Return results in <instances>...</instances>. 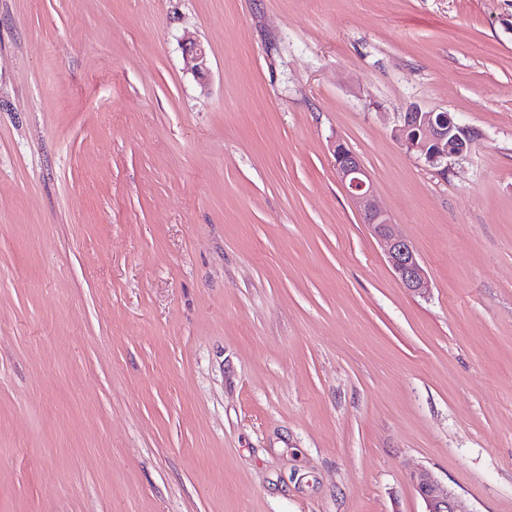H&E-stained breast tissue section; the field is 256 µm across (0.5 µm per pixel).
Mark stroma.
<instances>
[{
    "label": "stroma",
    "mask_w": 512,
    "mask_h": 512,
    "mask_svg": "<svg viewBox=\"0 0 512 512\" xmlns=\"http://www.w3.org/2000/svg\"><path fill=\"white\" fill-rule=\"evenodd\" d=\"M414 104L481 135L447 173ZM421 467L512 512V0H0V512H423ZM336 175L347 189L358 212L373 235L383 244L387 261L403 288L414 295H425L430 283L416 249L397 234L390 216L375 203L370 177L359 157L341 140L332 146Z\"/></svg>",
    "instance_id": "obj_1"
}]
</instances>
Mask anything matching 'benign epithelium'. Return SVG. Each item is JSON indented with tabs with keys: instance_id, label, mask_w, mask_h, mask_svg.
I'll use <instances>...</instances> for the list:
<instances>
[{
	"instance_id": "obj_1",
	"label": "benign epithelium",
	"mask_w": 512,
	"mask_h": 512,
	"mask_svg": "<svg viewBox=\"0 0 512 512\" xmlns=\"http://www.w3.org/2000/svg\"><path fill=\"white\" fill-rule=\"evenodd\" d=\"M192 69L198 75L208 71V55L199 44L188 47ZM393 137L408 152L428 167L448 171V161L471 152L480 134L456 123L452 117L424 110L417 105L396 115ZM336 175L347 189L358 212L373 235L383 244L387 261L403 288L414 295H424L430 283L420 263L416 249L397 234L390 216L375 203L370 177L359 157L346 148L341 140L332 146ZM412 481L426 505L425 512H461L453 492L442 486L433 473L420 469Z\"/></svg>"
}]
</instances>
